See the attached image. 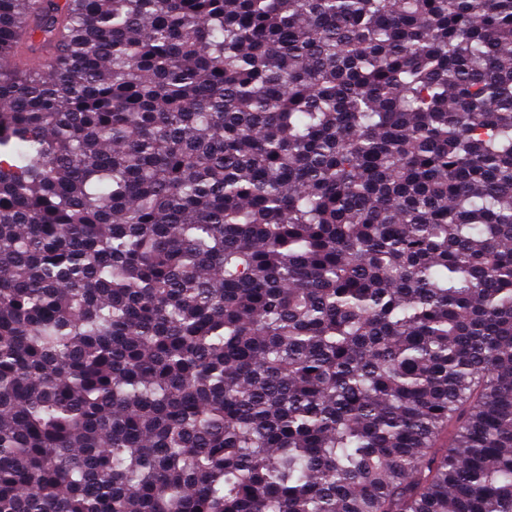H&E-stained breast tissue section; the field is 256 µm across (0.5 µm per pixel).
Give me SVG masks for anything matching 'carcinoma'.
Returning a JSON list of instances; mask_svg holds the SVG:
<instances>
[{"label": "carcinoma", "mask_w": 512, "mask_h": 512, "mask_svg": "<svg viewBox=\"0 0 512 512\" xmlns=\"http://www.w3.org/2000/svg\"><path fill=\"white\" fill-rule=\"evenodd\" d=\"M0 512H512V0H0Z\"/></svg>", "instance_id": "cac0c4a2"}]
</instances>
